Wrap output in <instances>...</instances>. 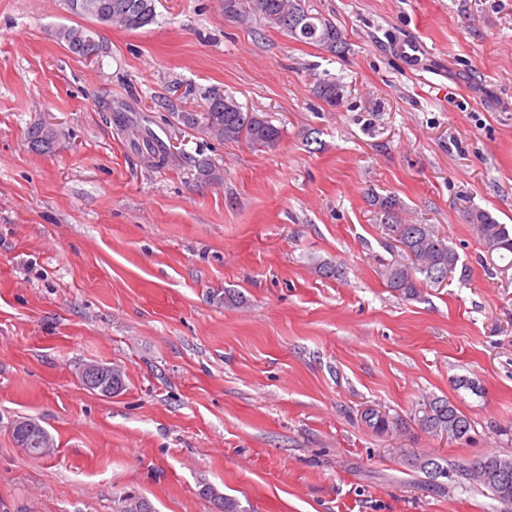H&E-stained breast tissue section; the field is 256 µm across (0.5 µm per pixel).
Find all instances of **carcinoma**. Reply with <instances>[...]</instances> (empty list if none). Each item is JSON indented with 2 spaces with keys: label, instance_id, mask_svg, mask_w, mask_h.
Returning <instances> with one entry per match:
<instances>
[{
  "label": "carcinoma",
  "instance_id": "cac0c4a2",
  "mask_svg": "<svg viewBox=\"0 0 512 512\" xmlns=\"http://www.w3.org/2000/svg\"><path fill=\"white\" fill-rule=\"evenodd\" d=\"M70 12L80 17H91L103 26L136 30L154 22L155 0H67ZM252 9L268 28L285 33L299 42L315 43L332 51L343 48L344 42L336 26L320 14H312L304 0H224V14L238 17ZM97 31L83 25L61 26L54 32L57 43L71 54L83 59L98 57L103 49L95 38ZM315 93L330 105L340 98V88L334 81H323ZM174 123L208 139L218 142L246 140L254 148H273L281 138V130L267 118L255 112H244L231 95L214 92L207 98L201 112H174ZM30 149L36 153L51 152L58 140V130L50 125L34 123L26 132ZM146 154L158 167L172 164L167 147L155 136L143 140ZM198 181L207 183L222 179L215 165L206 158L192 160ZM369 205L380 210L378 217L383 234L390 240L401 238L406 261L383 265L380 275L392 292L412 300L420 295V288L439 285L454 277L465 276L459 269L460 257L451 239L434 224H405L403 201L395 195L371 193ZM466 221L476 232L486 255V261L500 272L512 269V225L500 223L492 214L480 208L466 211ZM414 417L424 431L454 439L469 436L468 417L445 396L426 394L422 397ZM365 425L377 432L389 427V420L376 409H368L361 416ZM13 437L25 451L49 455L54 443L48 432L31 419L18 420L13 426ZM410 466L433 477H448V468L433 458L414 459ZM201 494L213 505V512H244L239 502L211 486Z\"/></svg>",
  "mask_w": 512,
  "mask_h": 512
}]
</instances>
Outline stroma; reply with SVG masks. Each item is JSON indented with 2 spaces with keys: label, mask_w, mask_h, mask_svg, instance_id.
<instances>
[{
  "label": "stroma",
  "mask_w": 512,
  "mask_h": 512,
  "mask_svg": "<svg viewBox=\"0 0 512 512\" xmlns=\"http://www.w3.org/2000/svg\"><path fill=\"white\" fill-rule=\"evenodd\" d=\"M305 5L343 52L225 17L224 0H157L146 27H98L85 61L53 37L81 22L66 0H0V512H116L129 490L154 512H212L206 484L246 512H500L465 468L512 455V272L489 274L465 214L512 224V0ZM327 80L333 107L315 94ZM214 90L279 144L168 126ZM108 105L222 181L152 166ZM40 120L61 132L49 154L26 141ZM372 192L438 225L468 278L392 293L379 271L404 255ZM93 362L122 370L120 395L84 388ZM425 394L453 401L469 438L414 425ZM22 418L53 455L18 447ZM419 455L447 464L444 490Z\"/></svg>",
  "instance_id": "obj_1"
}]
</instances>
